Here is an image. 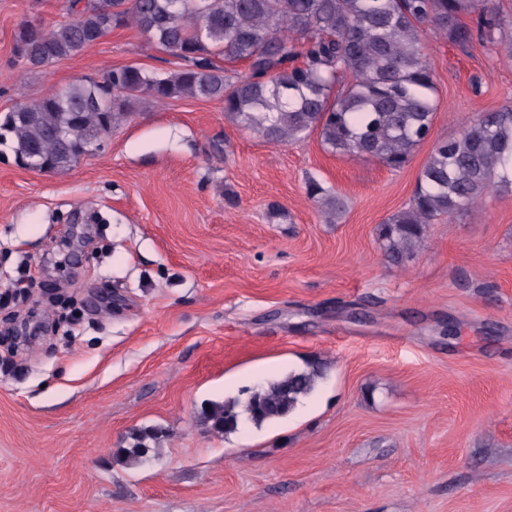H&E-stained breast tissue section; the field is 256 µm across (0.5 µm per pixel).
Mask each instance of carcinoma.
Masks as SVG:
<instances>
[{
	"label": "carcinoma",
	"mask_w": 512,
	"mask_h": 512,
	"mask_svg": "<svg viewBox=\"0 0 512 512\" xmlns=\"http://www.w3.org/2000/svg\"><path fill=\"white\" fill-rule=\"evenodd\" d=\"M66 10L72 18L51 30L17 31L19 61L45 67L132 25L184 65L162 74L122 66L101 82L71 84L7 113L0 142L12 141L22 164L53 172L100 148L143 94L216 99L228 120L268 142L299 141L317 130L327 150L397 170L427 140L437 110L423 27L459 46L478 36L512 60V19L488 0H67ZM237 62L248 71L229 73L226 65ZM509 186L512 107L504 106L435 145L408 207L380 225V248L401 263L428 225ZM306 191L333 221L340 198L314 180ZM322 375L312 364L254 388L244 405L248 418L262 424L287 416ZM236 407L213 405L202 421L231 433L240 420ZM148 438L154 434L142 432L126 457L146 455Z\"/></svg>",
	"instance_id": "carcinoma-1"
}]
</instances>
